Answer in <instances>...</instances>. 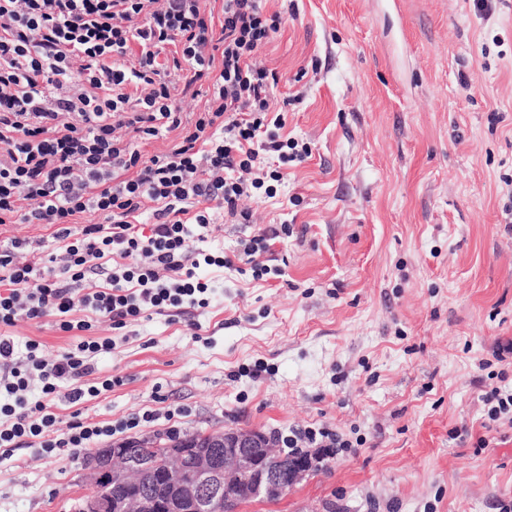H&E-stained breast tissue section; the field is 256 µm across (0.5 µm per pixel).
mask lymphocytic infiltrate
<instances>
[{"label": "lymphocytic infiltrate", "mask_w": 512, "mask_h": 512, "mask_svg": "<svg viewBox=\"0 0 512 512\" xmlns=\"http://www.w3.org/2000/svg\"><path fill=\"white\" fill-rule=\"evenodd\" d=\"M222 13L215 23L206 0H0V224L53 227L65 273L53 282L39 262L0 253V457L83 451L113 435L112 425L78 416L59 430L53 406L123 382L90 379L112 339L81 340L53 359L32 340L19 361L5 328L53 316L61 331L91 330L73 318L78 309L122 328L149 311L208 305L197 268L230 264L202 247L209 203L248 220L240 199L308 157L278 133L275 73L251 63L278 32V16L266 15L263 0H224ZM133 41L141 51L128 66ZM202 80L204 107L183 117L178 96ZM176 129L167 152L143 153L147 140ZM252 170L257 178L244 180ZM149 202L155 222L146 229L138 213ZM91 210L104 223L73 237L71 223ZM105 258L115 266L103 268ZM100 271L105 286L76 293Z\"/></svg>", "instance_id": "obj_1"}]
</instances>
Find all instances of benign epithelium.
I'll return each instance as SVG.
<instances>
[{
	"mask_svg": "<svg viewBox=\"0 0 512 512\" xmlns=\"http://www.w3.org/2000/svg\"><path fill=\"white\" fill-rule=\"evenodd\" d=\"M271 456V438L255 429L227 431L203 444L167 443L160 448L159 459L163 495L117 497L106 488L134 483L137 470L129 445L120 443L101 450L92 459V488L76 512H216L219 501H229L231 490L249 500L275 501L288 495L308 477L315 464L325 460L320 453L309 452L284 470L269 462ZM172 460L187 464L188 479L171 471Z\"/></svg>",
	"mask_w": 512,
	"mask_h": 512,
	"instance_id": "obj_1",
	"label": "benign epithelium"
}]
</instances>
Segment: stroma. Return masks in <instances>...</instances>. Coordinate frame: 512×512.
<instances>
[{"mask_svg":"<svg viewBox=\"0 0 512 512\" xmlns=\"http://www.w3.org/2000/svg\"><path fill=\"white\" fill-rule=\"evenodd\" d=\"M280 30L254 62L276 73L282 138L311 154L273 195L216 211L207 247L288 225L281 276L204 266L207 307L121 329L101 397L54 409L92 422L153 410L127 439L324 427L346 440L276 502L240 512H500L512 501V418L482 396L512 386V0H267ZM55 356L82 339L54 317L7 328ZM260 378H252L255 366ZM181 408L177 422L167 411ZM489 445L479 450L478 437ZM86 452L0 458V512H75Z\"/></svg>","mask_w":512,"mask_h":512,"instance_id":"obj_1","label":"stroma"}]
</instances>
